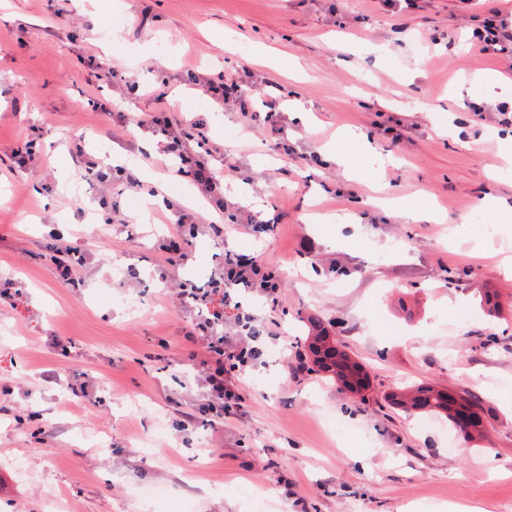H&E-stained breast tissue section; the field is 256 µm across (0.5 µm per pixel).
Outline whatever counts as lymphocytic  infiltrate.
<instances>
[{"instance_id":"obj_1","label":"lymphocytic infiltrate","mask_w":512,"mask_h":512,"mask_svg":"<svg viewBox=\"0 0 512 512\" xmlns=\"http://www.w3.org/2000/svg\"><path fill=\"white\" fill-rule=\"evenodd\" d=\"M476 38L475 47L479 53L512 55V16H505L498 10L492 11L484 20L481 30L477 31ZM142 122L161 135L162 154L180 160L198 193L214 202L219 211H227L224 181L190 150L189 132L174 131L162 110L144 114ZM176 224V230L159 245L163 263L167 266L186 260L188 248L199 234L207 231L219 237L224 234L223 223L199 221L197 213L190 211L182 213ZM47 260L61 285H74L76 267L85 260L81 237L74 235L58 239L49 247ZM241 286L259 289L271 297L278 293L280 281L273 271L265 269L256 260L247 261L229 253L224 257L223 266L212 271L203 284L182 282L170 291V302L174 308L199 306L204 310L193 324L190 338L198 347L191 367L203 379L206 391L202 399L186 413L187 422L206 416L220 418L235 408L239 394L234 386L226 383L224 374L229 369L246 372L261 355L255 344V314L237 310L232 328L224 326L222 307L232 304V293Z\"/></svg>"}]
</instances>
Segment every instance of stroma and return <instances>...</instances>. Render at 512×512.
<instances>
[{
    "label": "stroma",
    "instance_id": "stroma-1",
    "mask_svg": "<svg viewBox=\"0 0 512 512\" xmlns=\"http://www.w3.org/2000/svg\"><path fill=\"white\" fill-rule=\"evenodd\" d=\"M490 5L0 0V281L21 290L0 308V512H512V318L479 305L489 290L512 309V233L479 206L512 203V129L468 108L487 101L476 79L512 75L471 47ZM221 76L252 111L272 83L315 120L217 110L204 84ZM161 108L198 123L238 207L165 281L160 242L182 209L208 206L135 124ZM77 144L91 161L125 155L143 192L81 181ZM393 200L441 221H405ZM250 216L272 223L264 241ZM54 231L82 238L77 286L45 259ZM229 250L276 268L281 288L240 293L266 335L237 410L180 432L204 388L186 364L194 314L166 284L205 280ZM310 318L362 364L364 396L303 360ZM80 384L94 403H76ZM411 384L468 389L485 439L396 409Z\"/></svg>",
    "mask_w": 512,
    "mask_h": 512
}]
</instances>
